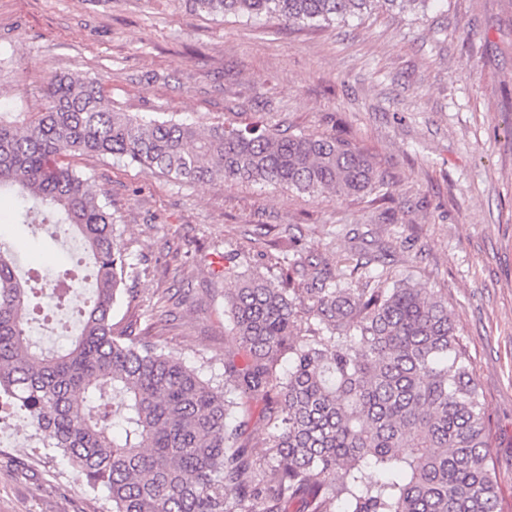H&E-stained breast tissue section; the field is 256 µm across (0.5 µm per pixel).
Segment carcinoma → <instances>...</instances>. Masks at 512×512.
Here are the masks:
<instances>
[{"mask_svg": "<svg viewBox=\"0 0 512 512\" xmlns=\"http://www.w3.org/2000/svg\"><path fill=\"white\" fill-rule=\"evenodd\" d=\"M191 11L320 28L427 0H183ZM114 158L176 183L222 179L301 193L385 189L373 157L334 134L262 123L204 127L116 112L96 78L50 80L42 111L0 120V193L58 224L83 252L59 282L95 280L79 335L45 351L27 333V289L0 243V414L108 494L112 512H497L483 394L448 296L397 278L379 257L331 269L295 250L271 277L224 267L230 339L224 386L146 338L113 334L112 309L141 274L112 203L73 169ZM122 403L110 409L109 398ZM267 437L242 443L253 400Z\"/></svg>", "mask_w": 512, "mask_h": 512, "instance_id": "carcinoma-1", "label": "carcinoma"}]
</instances>
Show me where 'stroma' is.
<instances>
[{
    "label": "stroma",
    "instance_id": "stroma-1",
    "mask_svg": "<svg viewBox=\"0 0 512 512\" xmlns=\"http://www.w3.org/2000/svg\"><path fill=\"white\" fill-rule=\"evenodd\" d=\"M3 68L0 111L20 124L43 109L51 78L68 75L101 78L118 112L356 140L391 200L178 184L116 159L71 157L119 212L141 268L112 312L114 332L154 337L219 381L236 348L213 248L248 256L251 276L281 249L333 268L350 252L386 253L394 273L448 296L484 394L498 510L512 512V0H446L325 29L195 13L181 0H0ZM17 207L0 198L18 278L61 266L64 234L31 233L14 223ZM0 434V512H108L105 491L38 447L22 417L0 420Z\"/></svg>",
    "mask_w": 512,
    "mask_h": 512
}]
</instances>
